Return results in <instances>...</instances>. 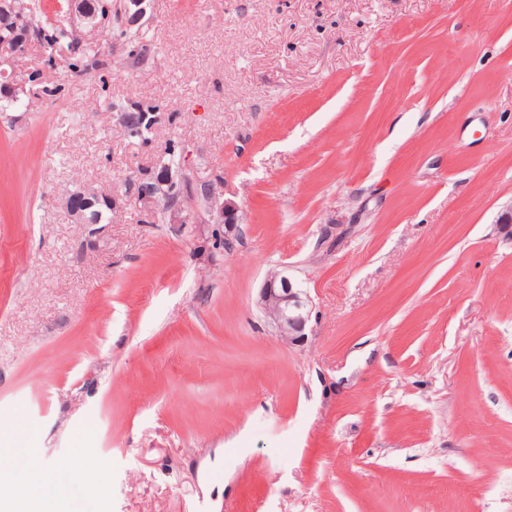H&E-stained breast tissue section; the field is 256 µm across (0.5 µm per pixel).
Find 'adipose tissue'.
<instances>
[{
	"instance_id": "ef3b65f1",
	"label": "adipose tissue",
	"mask_w": 512,
	"mask_h": 512,
	"mask_svg": "<svg viewBox=\"0 0 512 512\" xmlns=\"http://www.w3.org/2000/svg\"><path fill=\"white\" fill-rule=\"evenodd\" d=\"M38 456L25 426L15 425L0 435V512H66L64 478L93 491L104 484V474L85 459L44 462L35 481L21 482V472Z\"/></svg>"
}]
</instances>
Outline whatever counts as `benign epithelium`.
Here are the masks:
<instances>
[{"label":"benign epithelium","instance_id":"7a95c632","mask_svg":"<svg viewBox=\"0 0 512 512\" xmlns=\"http://www.w3.org/2000/svg\"><path fill=\"white\" fill-rule=\"evenodd\" d=\"M67 21L70 29L96 25L95 16L87 13L81 0H68ZM32 41L31 35H25L23 44L0 41V76L6 79V85L15 89H25L31 82L15 71L9 70L14 59L27 48ZM187 175L183 167L167 164L156 176L138 185V195L146 204V211L152 213L158 203H170L167 209L169 223L184 225L189 221L186 209L172 203L184 193ZM203 212L207 215L206 224H212L217 230L211 233L213 247L218 251H230L238 239V224L241 223L240 209L232 200L224 199V194L208 184L201 193ZM114 197L104 198L95 191L81 190L69 197L66 209L77 224H88V209L98 203L113 207ZM257 306L266 323L277 336L291 345L305 340L306 330L311 322L313 302L304 289L288 274V270L269 276L260 288Z\"/></svg>","mask_w":512,"mask_h":512}]
</instances>
